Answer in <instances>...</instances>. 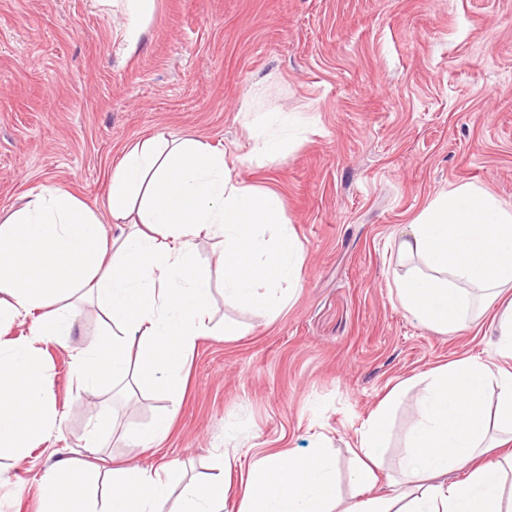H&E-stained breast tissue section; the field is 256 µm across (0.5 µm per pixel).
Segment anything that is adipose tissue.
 Returning a JSON list of instances; mask_svg holds the SVG:
<instances>
[{
	"instance_id": "adipose-tissue-1",
	"label": "adipose tissue",
	"mask_w": 512,
	"mask_h": 512,
	"mask_svg": "<svg viewBox=\"0 0 512 512\" xmlns=\"http://www.w3.org/2000/svg\"><path fill=\"white\" fill-rule=\"evenodd\" d=\"M295 114L269 112L252 127L255 152L276 156L301 137ZM107 214L60 189H31L0 220V326L30 318L31 336L0 337V457L23 458L57 422L45 391L48 366L36 340L65 343L79 292L111 322L102 338L73 356L79 387L97 394L107 381L133 378L177 397L196 340L208 328L214 278L241 309L273 314L300 284L302 247L279 196L233 177L223 153L192 136L147 137L122 156L108 187ZM222 240L219 264L200 260L195 239ZM424 271L397 284L401 306L427 327L448 333L512 289V209L471 184L432 198L399 243ZM495 384L494 410L484 393ZM392 389L357 439L342 497L336 460L324 448L295 456L270 453L250 468L238 512H512V371L468 358L433 370L399 460L398 478L380 483ZM222 456L208 479L183 486L138 466L60 461L39 483L41 512H223ZM468 467L464 479L448 475Z\"/></svg>"
}]
</instances>
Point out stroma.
Returning a JSON list of instances; mask_svg holds the SVG:
<instances>
[{
    "instance_id": "stroma-1",
    "label": "stroma",
    "mask_w": 512,
    "mask_h": 512,
    "mask_svg": "<svg viewBox=\"0 0 512 512\" xmlns=\"http://www.w3.org/2000/svg\"><path fill=\"white\" fill-rule=\"evenodd\" d=\"M127 25L121 0H0V217L39 185L105 211L128 145L191 135L281 197L303 288L271 321L214 284L215 333L198 339L170 435L149 451L129 437L168 399L78 387L73 351L109 326L80 303L68 347L41 344L59 424L25 458H0V512H39L38 481L72 456L105 469L179 460L177 493L237 455L225 476L237 512L260 457L323 445L347 496L355 442L400 385L382 471L396 476L431 370L462 357L512 370L493 310L444 336L395 292L417 265L400 236L434 196L471 183L512 207V0H154L136 46ZM259 112L296 113L303 137L277 157L253 152ZM227 323L241 335L219 336ZM98 412L115 427L90 448Z\"/></svg>"
}]
</instances>
